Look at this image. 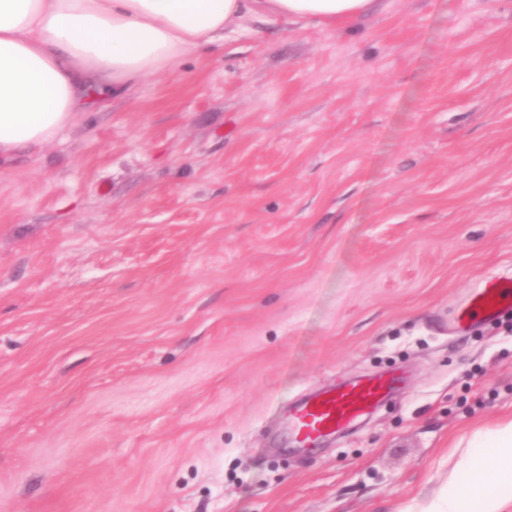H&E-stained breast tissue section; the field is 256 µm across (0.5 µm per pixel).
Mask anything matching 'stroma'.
Segmentation results:
<instances>
[{
	"instance_id": "35a3bbf8",
	"label": "stroma",
	"mask_w": 512,
	"mask_h": 512,
	"mask_svg": "<svg viewBox=\"0 0 512 512\" xmlns=\"http://www.w3.org/2000/svg\"><path fill=\"white\" fill-rule=\"evenodd\" d=\"M494 276L512 0L246 20L0 170V512H404L512 418V311L452 328ZM393 381L371 377L356 383L333 387L300 404L292 416L296 441L310 446L336 434L370 412L389 394Z\"/></svg>"
}]
</instances>
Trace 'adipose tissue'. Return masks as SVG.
Returning a JSON list of instances; mask_svg holds the SVG:
<instances>
[{
	"label": "adipose tissue",
	"mask_w": 512,
	"mask_h": 512,
	"mask_svg": "<svg viewBox=\"0 0 512 512\" xmlns=\"http://www.w3.org/2000/svg\"><path fill=\"white\" fill-rule=\"evenodd\" d=\"M380 0H0V162L42 145L79 113L125 97L224 39L246 18L333 26ZM480 449L421 512L512 506V420L479 430Z\"/></svg>",
	"instance_id": "adipose-tissue-1"
}]
</instances>
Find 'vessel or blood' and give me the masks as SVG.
Segmentation results:
<instances>
[{
  "mask_svg": "<svg viewBox=\"0 0 512 512\" xmlns=\"http://www.w3.org/2000/svg\"><path fill=\"white\" fill-rule=\"evenodd\" d=\"M512 309V278L493 277L476 289L468 303L454 314L455 325L479 319L488 320ZM392 388L390 380L371 377L333 387L300 404L292 416L296 441L309 446L336 434L383 401Z\"/></svg>",
  "mask_w": 512,
  "mask_h": 512,
  "instance_id": "1",
  "label": "vessel or blood"
}]
</instances>
